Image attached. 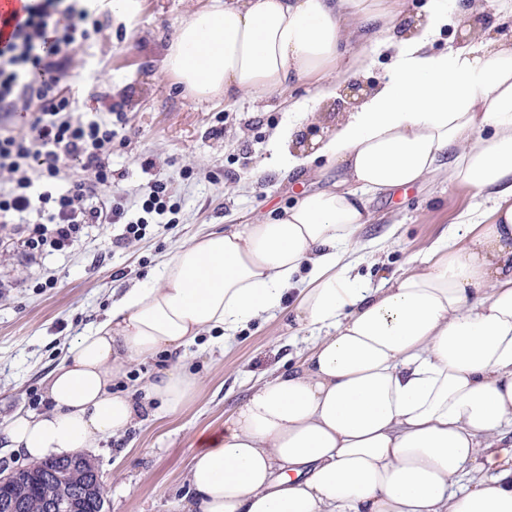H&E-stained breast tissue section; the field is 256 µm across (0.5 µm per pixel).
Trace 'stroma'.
Here are the masks:
<instances>
[{
  "label": "stroma",
  "mask_w": 512,
  "mask_h": 512,
  "mask_svg": "<svg viewBox=\"0 0 512 512\" xmlns=\"http://www.w3.org/2000/svg\"><path fill=\"white\" fill-rule=\"evenodd\" d=\"M207 0H142L131 28L99 15L102 31L74 57L64 86L77 115L123 112L112 142V199L140 214L150 181L169 185L179 205L173 224H148L141 240H121V225L88 228L66 252L28 259L20 244L0 245V422L17 409L47 408L45 378L64 348L110 309L124 288L153 277L168 253L195 235L227 224H248L260 214L291 206L303 192L336 177L317 159L322 179L287 171V151L275 137L288 125V103L304 96L299 85L262 96L200 100L177 91L160 66L182 19ZM480 14L436 38L447 51L468 29L512 40V13L499 0H482ZM356 101L346 86L318 106L319 120L300 134L326 136ZM481 200L468 187L423 182L376 197L364 238H386L376 263L360 272L371 282L421 258L428 245ZM290 312L249 326L228 345L192 346L132 364L123 389L137 379L177 366L197 371L202 385L181 413L149 416L121 439H108L87 456L105 485L104 512H189L186 475L202 438L220 433L224 420L262 374L295 363L308 344Z\"/></svg>",
  "instance_id": "35a3bbf8"
}]
</instances>
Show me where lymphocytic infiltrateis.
Listing matches in <instances>:
<instances>
[{
    "label": "lymphocytic infiltrate",
    "instance_id": "lymphocytic-infiltrate-1",
    "mask_svg": "<svg viewBox=\"0 0 512 512\" xmlns=\"http://www.w3.org/2000/svg\"><path fill=\"white\" fill-rule=\"evenodd\" d=\"M100 32L80 0H32L0 43V223L22 226L19 243L31 258L73 245L88 224L124 223L125 240L135 241L145 216L178 210L161 180L150 183L136 220L97 201L112 187L113 123L74 117L62 82L74 56ZM22 105L23 133L9 123ZM74 164L88 179H68Z\"/></svg>",
    "mask_w": 512,
    "mask_h": 512
}]
</instances>
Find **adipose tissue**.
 Returning a JSON list of instances; mask_svg holds the SVG:
<instances>
[{
	"label": "adipose tissue",
	"instance_id": "obj_1",
	"mask_svg": "<svg viewBox=\"0 0 512 512\" xmlns=\"http://www.w3.org/2000/svg\"><path fill=\"white\" fill-rule=\"evenodd\" d=\"M479 7L428 0L401 41L387 34L396 12L375 0L191 11L163 70L200 99L315 82L288 105L292 129L351 78L336 57L357 26L374 25L390 74L320 138L316 156L341 171L332 187L179 245L66 348L46 377L51 409L14 412L0 445L30 462L76 455L122 435L152 401L177 414L198 376L158 372L138 401L118 388L129 366L206 334L231 341L289 302L315 336L193 456L195 512H512V44L431 49ZM437 177L483 200L459 216L463 233L364 280L359 266L382 249L360 238L367 194Z\"/></svg>",
	"mask_w": 512,
	"mask_h": 512
}]
</instances>
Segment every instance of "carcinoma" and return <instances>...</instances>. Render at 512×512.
Here are the masks:
<instances>
[{
	"label": "carcinoma",
	"mask_w": 512,
	"mask_h": 512,
	"mask_svg": "<svg viewBox=\"0 0 512 512\" xmlns=\"http://www.w3.org/2000/svg\"><path fill=\"white\" fill-rule=\"evenodd\" d=\"M61 469L66 478L52 471ZM102 487L96 468L81 455L48 458L12 473L0 486V500L15 503L13 512H51L50 505L62 504L67 512H101Z\"/></svg>",
	"instance_id": "carcinoma-1"
}]
</instances>
